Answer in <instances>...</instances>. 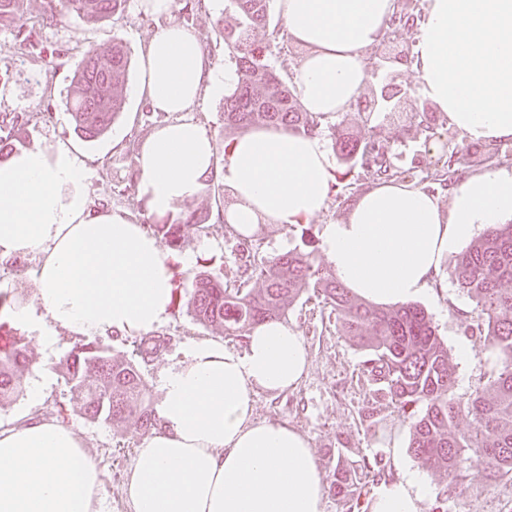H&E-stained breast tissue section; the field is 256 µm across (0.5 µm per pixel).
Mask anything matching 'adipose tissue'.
I'll use <instances>...</instances> for the list:
<instances>
[{
    "label": "adipose tissue",
    "mask_w": 512,
    "mask_h": 512,
    "mask_svg": "<svg viewBox=\"0 0 512 512\" xmlns=\"http://www.w3.org/2000/svg\"><path fill=\"white\" fill-rule=\"evenodd\" d=\"M396 0H272L289 39L307 47L295 74L305 111H347L370 79L365 52ZM409 61L420 90L470 143L512 140V0H428ZM230 77L198 37L173 23L143 55L136 95L177 119L156 130L136 158L138 193L163 216L202 190L217 145L187 112ZM332 160L322 137L259 127L240 134L224 162L238 200L225 215L243 235L260 223H299L326 206ZM87 169L64 144L32 146L0 160V258L39 253L38 320L85 337L143 336L166 320L170 256L143 225L97 209ZM512 218V170L468 176L447 206L421 188L384 182L349 214L322 225L337 279L377 304L424 294L444 256L486 224ZM244 353L190 342L158 379V426L139 448L125 484L133 512H324L310 439L255 417L254 391L294 388L308 370L299 333L256 326ZM103 480L77 433L53 420L0 430V512H101ZM427 488L400 471L382 482L370 512H423Z\"/></svg>",
    "instance_id": "ef3b65f1"
}]
</instances>
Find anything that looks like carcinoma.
Returning a JSON list of instances; mask_svg holds the SVG:
<instances>
[{
	"label": "carcinoma",
	"mask_w": 512,
	"mask_h": 512,
	"mask_svg": "<svg viewBox=\"0 0 512 512\" xmlns=\"http://www.w3.org/2000/svg\"><path fill=\"white\" fill-rule=\"evenodd\" d=\"M126 0H48L50 14L56 7L89 22L121 12ZM236 17L222 26L224 45L230 50L237 81L224 97V131L253 127L281 128L304 135L329 134L332 148L349 167L379 178H399L391 155L376 139L359 140L339 121L330 126L322 117L305 111L296 86L286 84L268 63L267 46L255 38L270 22V0H232ZM419 13L399 11L387 29L412 32ZM0 27H10L26 42L32 33L25 17L24 0H0ZM129 58L120 40L104 51L84 54L73 78L66 106L75 130L85 139L104 134L122 112L128 82ZM391 75L363 112L390 111L399 101L400 85L395 61L377 58L371 74ZM34 114L6 113L0 117V156L11 139L30 124ZM472 163L471 146L450 151L442 167L423 180L440 184L458 182ZM209 214L184 203L176 216L167 215L153 225L155 235L168 248L180 245L185 231L208 228ZM252 241L240 243L241 281L231 287L201 272L192 288L184 291L190 313L203 325L222 328L243 338L249 326L278 319L303 293L311 290L336 320V327L353 344L367 350L360 371L380 384L378 394L390 399L410 424L409 448L416 458L443 472L448 482L433 505L444 512L453 498L468 495L471 484L464 471V454L481 461L486 482L512 475V223L485 231L461 255L456 277L459 287L476 303L477 329L485 343L500 353L499 367L487 384L466 399L453 395L455 367L448 348L431 319L420 308L406 304L379 308L351 294L335 275L315 263L310 254L289 252L252 263ZM256 279L261 287L250 288ZM0 321V404L23 392L22 373L29 364L22 338L4 331ZM161 335L143 336L133 355L146 359L164 349ZM68 381L83 414L93 420L120 424L129 420L143 430L158 425L142 375L132 360L112 356L98 339L73 347L65 359ZM472 417L468 432L458 429L459 416ZM391 469L381 456L339 460L329 489L335 496L354 501L366 487L363 480L385 476Z\"/></svg>",
	"instance_id": "1"
}]
</instances>
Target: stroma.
I'll use <instances>...</instances> for the list:
<instances>
[{
    "label": "stroma",
    "mask_w": 512,
    "mask_h": 512,
    "mask_svg": "<svg viewBox=\"0 0 512 512\" xmlns=\"http://www.w3.org/2000/svg\"><path fill=\"white\" fill-rule=\"evenodd\" d=\"M26 10L35 25L32 44L19 43L12 30L0 29V114L33 113L21 147L61 142L85 161L86 192L92 207L121 209L134 223L154 224L146 200L137 192L135 158L153 132L171 122V115L152 111L145 99L130 94L107 133L92 141L81 138L66 107L74 70L85 50L106 48L119 38L129 52L128 83L136 85L140 57L147 43L168 24L184 21L189 22L209 59L219 69H231L229 56L223 44L216 42L214 33L217 20L232 15L231 0H207L205 10L191 16L187 15L183 0H176L173 12L162 16L144 12L141 0H126L122 13L98 23L86 22L67 12L48 18L47 0H27ZM256 37L269 44L271 66L284 82H291L304 60L305 48L288 39L281 23L272 30H259ZM399 73L411 95L398 111L369 121L352 109L343 118L360 137L372 136L392 147L394 164L405 170L407 182L415 183L422 174L436 168L442 146L449 139L448 126L436 124L429 137L411 127L410 118L424 96L410 65L400 67ZM375 183V178L360 169L351 170L341 161H334L326 208L309 221L286 228L274 223L260 224L253 235L260 245L258 258L267 260L289 251L309 252L317 263H325L321 226L347 216L357 198ZM219 193L224 196L225 206L233 205L229 186H220L216 191L203 189L195 203L199 209L212 213L209 229L204 233L187 231L179 247L170 253L172 284L176 288L189 287L203 271L230 284L239 279L235 257L240 238L232 225L215 218V196ZM458 259L455 253L443 258L435 285L416 303L427 312L447 346L455 366L454 393L464 397L494 374L497 354L476 334L475 304L459 288L456 279ZM38 261L35 253L0 259V291L9 294L14 307L13 313L5 318L6 326L24 337L30 357L23 383L28 386L38 382L45 386L39 400H31L24 392L1 404L0 428H11L31 418L53 420L59 409H66L70 426L103 474L102 512H133L125 494V482L146 431L132 421L113 426L84 418L62 367L65 355L79 341L77 333L55 329V342L48 348L41 342V326L18 321L14 316L16 310L35 306L34 270ZM283 321L301 334L309 368L292 390L276 394L256 389V418L288 423L308 436L322 480H329L338 458L374 454L388 458L397 454L409 470L424 477L429 486L427 500L435 502L447 477L427 468L410 452V438L403 433L402 418L391 405L379 400L376 383L358 371L365 350L337 331L335 322L328 320L313 293H304L294 302ZM159 332L166 340L164 351L140 366L154 406L161 398V372L179 358L181 348L188 342L211 338L223 342L230 350L244 349L242 342L225 337L220 328L197 322L183 304H171ZM463 346L470 349L469 357L464 359L458 355ZM466 467L472 490L466 497L449 500L447 512H512V480L487 483L483 466L476 459L469 460Z\"/></svg>",
    "instance_id": "stroma-1"
}]
</instances>
